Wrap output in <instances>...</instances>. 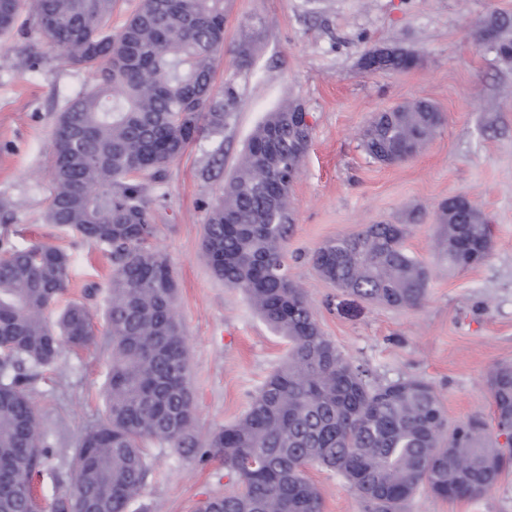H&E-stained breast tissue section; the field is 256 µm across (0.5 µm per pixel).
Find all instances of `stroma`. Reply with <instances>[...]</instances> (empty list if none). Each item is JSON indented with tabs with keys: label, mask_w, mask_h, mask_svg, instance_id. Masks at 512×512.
Returning a JSON list of instances; mask_svg holds the SVG:
<instances>
[{
	"label": "stroma",
	"mask_w": 512,
	"mask_h": 512,
	"mask_svg": "<svg viewBox=\"0 0 512 512\" xmlns=\"http://www.w3.org/2000/svg\"><path fill=\"white\" fill-rule=\"evenodd\" d=\"M224 53L216 90L232 85L235 110L221 140L203 137L151 191L156 246L177 274V312L188 346L189 385L200 439L239 419L288 350L240 290L214 277L201 249L207 205L232 173L254 127L282 103L303 104L312 129L291 193L295 224L286 245L292 279L326 336L370 373L373 384L428 382L449 423L493 427L491 367L512 363V61L476 39L512 0H224ZM402 48L415 68L366 70L365 53ZM92 80L64 63L35 31L0 39V248L46 243L67 251L70 297L93 287L96 342L62 356L31 386L33 406L53 444L37 485L38 512H55L72 492L70 461L83 433L105 410L111 348L105 335L110 263L102 248L47 223L52 131L66 101ZM434 103L445 123L412 160L384 165L363 150L371 117L416 99ZM222 167L212 166L216 144ZM470 197L492 221L490 258L452 268L437 247L435 212L448 197ZM423 214L405 241L430 273L421 307L373 304L319 276L311 257L326 241L380 221ZM128 512H197L231 490L222 458L201 464L161 444ZM323 512H361L345 479L312 467ZM402 512H512V466L475 500L419 490Z\"/></svg>",
	"instance_id": "35a3bbf8"
}]
</instances>
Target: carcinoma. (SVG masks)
Returning <instances> with one entry per match:
<instances>
[{
	"label": "carcinoma",
	"instance_id": "carcinoma-1",
	"mask_svg": "<svg viewBox=\"0 0 512 512\" xmlns=\"http://www.w3.org/2000/svg\"><path fill=\"white\" fill-rule=\"evenodd\" d=\"M23 4L45 43L93 77L56 115L45 219L104 248L112 265L105 411L76 449L73 493L56 512H127L150 474L149 442L201 461L222 454L236 487L199 512H322L307 476L313 466L341 474L363 512H399L420 489L475 499L497 484L509 461L498 438L512 425V364L489 375L496 434L475 422L450 429L426 382L371 385L324 334L288 274V177L299 174L311 141L293 101L252 131L209 206L202 240L213 275L243 291L288 350L245 413L199 442L178 281L152 243L149 189L164 185L170 165L199 137H220L234 109L232 86L214 91L224 0H140L117 31L118 0H0L1 36L14 29ZM444 121L424 100L385 110L364 130V150L384 164L405 161ZM438 220L448 223V263L467 269L487 259L492 228L480 208L450 215L445 200ZM409 233L408 224H370L327 241L313 264L357 296L415 309L426 298L428 271L404 248ZM70 277V256L59 247L0 249V512H37L34 482L52 456L30 399L33 380L64 348L96 339L82 301L47 319Z\"/></svg>",
	"mask_w": 512,
	"mask_h": 512
}]
</instances>
